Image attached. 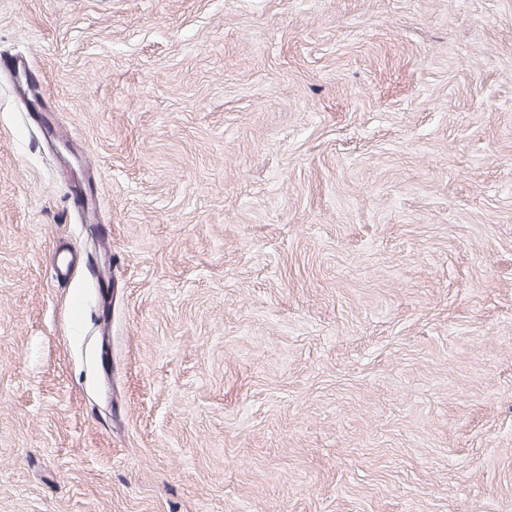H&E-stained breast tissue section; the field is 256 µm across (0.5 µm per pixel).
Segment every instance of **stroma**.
<instances>
[{
  "mask_svg": "<svg viewBox=\"0 0 512 512\" xmlns=\"http://www.w3.org/2000/svg\"><path fill=\"white\" fill-rule=\"evenodd\" d=\"M0 55V512H512V0H0ZM3 68L7 70L9 73H14L17 71V74L23 79V88L24 90L31 94L35 95L37 92H33L34 89L41 85L40 75H37L32 71L30 66L20 60H0V69Z\"/></svg>",
  "mask_w": 512,
  "mask_h": 512,
  "instance_id": "stroma-1",
  "label": "stroma"
}]
</instances>
